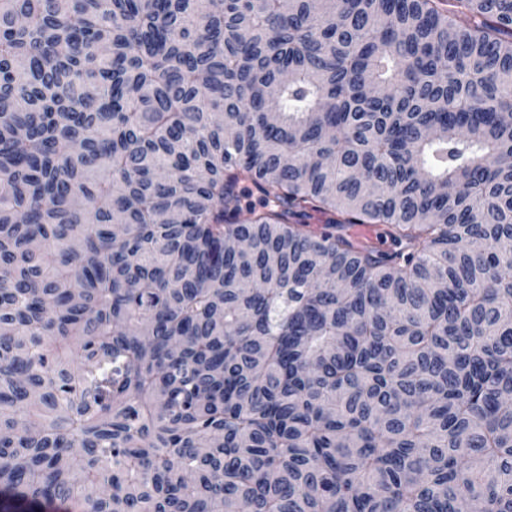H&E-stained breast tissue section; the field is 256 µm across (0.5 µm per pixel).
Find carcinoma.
Returning <instances> with one entry per match:
<instances>
[{
	"label": "carcinoma",
	"instance_id": "1",
	"mask_svg": "<svg viewBox=\"0 0 512 512\" xmlns=\"http://www.w3.org/2000/svg\"><path fill=\"white\" fill-rule=\"evenodd\" d=\"M54 501L512 512V0H0V512Z\"/></svg>",
	"mask_w": 512,
	"mask_h": 512
}]
</instances>
